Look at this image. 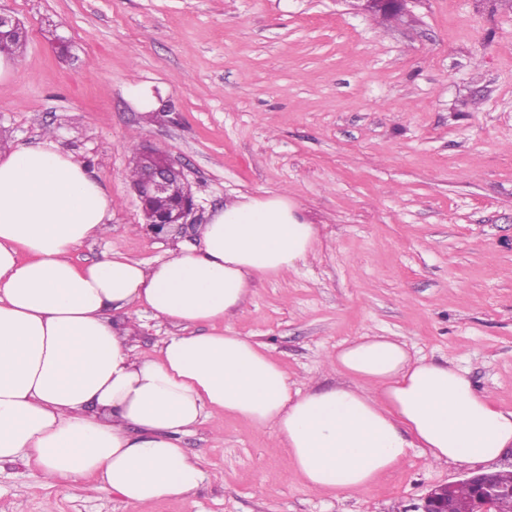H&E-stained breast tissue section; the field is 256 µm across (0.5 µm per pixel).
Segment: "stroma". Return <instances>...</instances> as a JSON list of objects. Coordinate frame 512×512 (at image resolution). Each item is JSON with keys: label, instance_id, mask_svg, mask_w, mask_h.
I'll list each match as a JSON object with an SVG mask.
<instances>
[{"label": "stroma", "instance_id": "stroma-1", "mask_svg": "<svg viewBox=\"0 0 512 512\" xmlns=\"http://www.w3.org/2000/svg\"><path fill=\"white\" fill-rule=\"evenodd\" d=\"M0 7L27 30L0 83V134L34 143L54 131L112 195V230L77 248V265L166 259L196 245L197 225L224 204L284 190L318 243L296 269L255 281L233 332L297 386L338 383L328 353L390 336L512 410V0H413L395 18L351 0ZM134 86L157 108L139 110ZM145 140L183 165L198 204L195 227L166 241L143 231L128 177ZM129 313L140 353L182 331ZM181 446L203 471L192 496L131 503L17 461L0 465V512H414L429 488L468 472L412 448L362 495L312 490L270 430L233 415L197 424Z\"/></svg>", "mask_w": 512, "mask_h": 512}]
</instances>
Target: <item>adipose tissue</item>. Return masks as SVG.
I'll use <instances>...</instances> for the list:
<instances>
[{"label": "adipose tissue", "mask_w": 512, "mask_h": 512, "mask_svg": "<svg viewBox=\"0 0 512 512\" xmlns=\"http://www.w3.org/2000/svg\"><path fill=\"white\" fill-rule=\"evenodd\" d=\"M111 216V194L52 138L0 153V463L33 460L52 481L91 478L146 503L195 493L203 472L180 437L222 413L271 428L306 487L349 496L412 448L463 466L512 447V411L389 337L344 344L324 362L340 382L301 391L230 331L255 280L315 248V225L286 193L225 204L199 225L198 246L165 260L77 266L73 252L108 233ZM133 304L184 334L137 353L134 319L110 316ZM201 323L211 332L193 333Z\"/></svg>", "instance_id": "obj_1"}]
</instances>
